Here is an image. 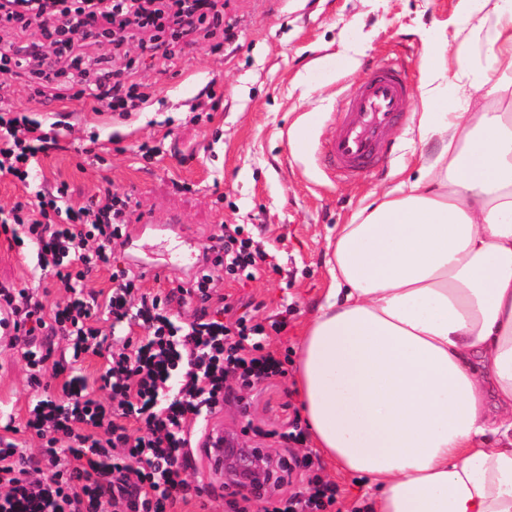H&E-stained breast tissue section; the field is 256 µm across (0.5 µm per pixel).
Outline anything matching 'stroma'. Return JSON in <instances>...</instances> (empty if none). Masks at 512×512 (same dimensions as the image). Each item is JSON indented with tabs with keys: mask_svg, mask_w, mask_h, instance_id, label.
Listing matches in <instances>:
<instances>
[{
	"mask_svg": "<svg viewBox=\"0 0 512 512\" xmlns=\"http://www.w3.org/2000/svg\"><path fill=\"white\" fill-rule=\"evenodd\" d=\"M224 21L235 38L219 54L194 43L169 62L131 47L130 78L150 84L153 95L125 120L93 111L79 81L71 83L73 95L58 99L37 95L25 73L0 72V105L66 123L58 149L40 161L29 186L0 180V208L64 181L80 203L107 188L128 198L135 222L180 217L205 247L220 225H244L268 257L255 279L224 277L223 292L249 302L265 325L286 312L285 328L263 340L284 358L286 373L244 390L242 399H227L214 421L247 447L288 458L298 448L281 435L303 421L293 361L329 283L327 243L372 195L415 173L421 59L432 48L457 47L464 18L459 0H227ZM397 53L413 64L412 89L408 118L394 128L384 165L355 179L329 180L315 147L335 130V102ZM354 54L356 67L349 63ZM145 141L157 147L156 157H141ZM96 142L109 145L100 162L90 152ZM1 283L48 290L51 303L61 296L56 278L36 277L30 257L0 235ZM33 396L19 349L0 344V415L22 425ZM319 474L338 488L337 512H371L359 479L338 475L327 460ZM189 478L204 494L177 512H229L228 500L239 495L204 462Z\"/></svg>",
	"mask_w": 512,
	"mask_h": 512,
	"instance_id": "1",
	"label": "stroma"
}]
</instances>
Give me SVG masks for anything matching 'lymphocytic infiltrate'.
Wrapping results in <instances>:
<instances>
[{"label":"lymphocytic infiltrate","instance_id":"obj_1","mask_svg":"<svg viewBox=\"0 0 512 512\" xmlns=\"http://www.w3.org/2000/svg\"><path fill=\"white\" fill-rule=\"evenodd\" d=\"M0 5V30L53 22L72 33L65 48L84 80V91L99 107L129 117L152 95L126 70L102 67L83 42L112 29V55L121 58L130 41L149 33L144 47L171 60L186 37L220 51L234 37L224 26V0H18ZM59 145L57 132L39 120L0 108V179L28 185L39 157ZM131 212L126 200L104 192L86 203L73 201L66 185L37 191L33 200L0 217V234L18 244L11 227L28 228L34 271L51 272L65 295L52 305L31 288L0 285V309L14 318L15 338L33 384L51 377L52 390L37 394L24 427L43 441L40 457L22 452L14 427L0 428V512H169L177 503L200 498L188 477L195 461L193 438L233 388L248 389L282 374V363L266 350L267 330H281L285 317L256 322L249 304L232 303L220 276L254 279L267 253L225 224L212 247L214 258L188 283L167 290L145 287L112 249L124 235ZM110 273L109 285L95 289L93 271ZM197 306L189 320L173 306ZM123 335H116V325ZM65 343L55 356L54 342ZM98 366L99 395L89 391L72 363ZM235 377L236 387L226 384ZM336 487L315 478L271 512H326Z\"/></svg>","mask_w":512,"mask_h":512}]
</instances>
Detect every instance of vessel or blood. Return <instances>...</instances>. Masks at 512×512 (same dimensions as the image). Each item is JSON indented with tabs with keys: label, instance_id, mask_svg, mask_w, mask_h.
<instances>
[{
	"label": "vessel or blood",
	"instance_id": "vessel-or-blood-1",
	"mask_svg": "<svg viewBox=\"0 0 512 512\" xmlns=\"http://www.w3.org/2000/svg\"><path fill=\"white\" fill-rule=\"evenodd\" d=\"M409 69L408 61L394 59L339 102L337 131L319 144L323 171L329 179L357 177L381 166L388 153L389 135L401 119L410 93ZM147 234L178 239L176 262L193 260L195 247L182 239L175 224H131L125 237L133 240ZM223 441L224 432L218 425H204L201 445L208 469L219 476L224 473V456L217 448Z\"/></svg>",
	"mask_w": 512,
	"mask_h": 512
}]
</instances>
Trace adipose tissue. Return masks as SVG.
Wrapping results in <instances>:
<instances>
[{
	"label": "adipose tissue",
	"mask_w": 512,
	"mask_h": 512,
	"mask_svg": "<svg viewBox=\"0 0 512 512\" xmlns=\"http://www.w3.org/2000/svg\"><path fill=\"white\" fill-rule=\"evenodd\" d=\"M465 27L481 75L423 57V102L452 106L419 115L435 149L337 229L301 339L308 426L374 512H512V0Z\"/></svg>",
	"instance_id": "1"
}]
</instances>
